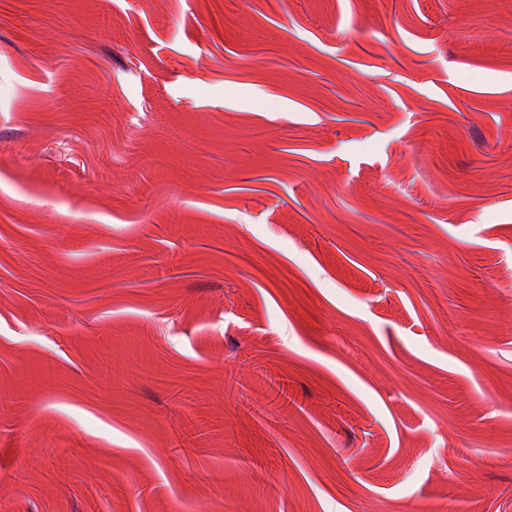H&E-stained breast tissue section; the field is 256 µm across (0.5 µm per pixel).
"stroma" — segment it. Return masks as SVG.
<instances>
[{"mask_svg":"<svg viewBox=\"0 0 512 512\" xmlns=\"http://www.w3.org/2000/svg\"><path fill=\"white\" fill-rule=\"evenodd\" d=\"M0 512H512V0H0Z\"/></svg>","mask_w":512,"mask_h":512,"instance_id":"obj_1","label":"stroma"}]
</instances>
